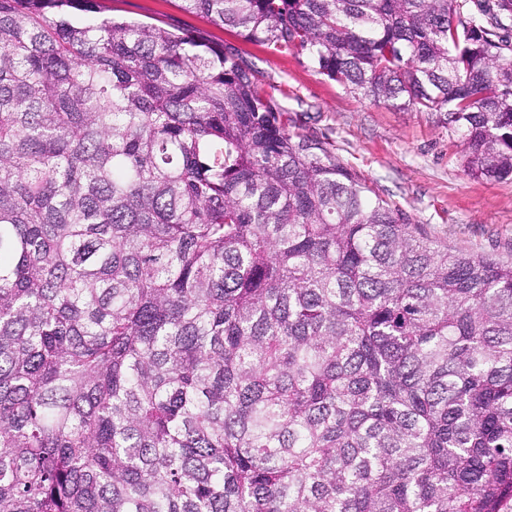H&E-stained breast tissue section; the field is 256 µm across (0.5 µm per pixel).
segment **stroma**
Returning <instances> with one entry per match:
<instances>
[{
    "instance_id": "35a3bbf8",
    "label": "stroma",
    "mask_w": 512,
    "mask_h": 512,
    "mask_svg": "<svg viewBox=\"0 0 512 512\" xmlns=\"http://www.w3.org/2000/svg\"><path fill=\"white\" fill-rule=\"evenodd\" d=\"M107 17L203 33L258 73L291 132L319 140L437 245L512 263V180L467 174L463 148L434 114L375 104L318 74L307 54L273 52L185 12L181 0H101Z\"/></svg>"
}]
</instances>
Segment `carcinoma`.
Returning a JSON list of instances; mask_svg holds the SVG:
<instances>
[{
	"label": "carcinoma",
	"instance_id": "cac0c4a2",
	"mask_svg": "<svg viewBox=\"0 0 512 512\" xmlns=\"http://www.w3.org/2000/svg\"><path fill=\"white\" fill-rule=\"evenodd\" d=\"M512 178V0H182ZM0 0V512H512V264L238 55Z\"/></svg>",
	"mask_w": 512,
	"mask_h": 512
}]
</instances>
